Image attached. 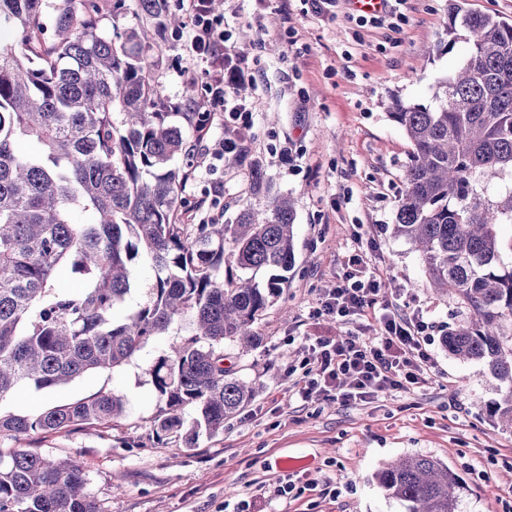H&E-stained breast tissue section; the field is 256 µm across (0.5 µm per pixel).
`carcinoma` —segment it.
Listing matches in <instances>:
<instances>
[{
	"label": "carcinoma",
	"instance_id": "cac0c4a2",
	"mask_svg": "<svg viewBox=\"0 0 512 512\" xmlns=\"http://www.w3.org/2000/svg\"><path fill=\"white\" fill-rule=\"evenodd\" d=\"M124 2L112 0L106 37L88 0H0V400L114 370L189 316L151 377L165 401L156 436L193 448L255 395L224 366V342L262 343L255 324L295 266V212L276 196L230 224L185 222L193 171L174 162L188 153L185 129L203 142L212 114L171 121L154 79L167 0H138L141 22L121 28ZM48 19L57 37L46 44ZM460 30L467 52L431 100L391 99L388 117L412 145L392 231L419 252L433 291L463 309L443 344L501 382L496 414L512 426V258L500 238L512 227V22L448 0L438 50ZM21 140L39 149L22 153ZM78 211L90 220L74 222ZM141 258L152 291L117 320ZM66 267L82 287L60 285ZM124 410L122 396L99 391L32 417L0 414V440L109 428ZM375 480L406 512H458L460 480L432 457L403 456ZM86 485L74 460L0 443V512H103Z\"/></svg>",
	"mask_w": 512,
	"mask_h": 512
}]
</instances>
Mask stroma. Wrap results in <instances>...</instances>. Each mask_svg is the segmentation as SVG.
Here are the masks:
<instances>
[{"instance_id":"35a3bbf8","label":"stroma","mask_w":512,"mask_h":512,"mask_svg":"<svg viewBox=\"0 0 512 512\" xmlns=\"http://www.w3.org/2000/svg\"><path fill=\"white\" fill-rule=\"evenodd\" d=\"M401 10L406 18L393 30L360 26L346 0L323 14L304 12L300 0H224V28L254 75L244 93L250 110L230 121L214 115L203 143L187 136L190 154L177 163L191 165L194 178L183 209L230 222L244 207L265 208L267 197L248 193L243 167L219 151L225 127L235 128L271 193L293 201L296 262L256 325L262 345L224 344L226 364L253 384L255 396L223 433L200 435L196 447L153 436L165 402L150 369L187 334L184 322L113 371L49 389L24 385L0 400V412L35 415L101 390L123 396L125 414L112 427L38 431L20 440L42 455L76 460L104 512H238L244 500L257 512H405L374 475L413 454L460 478L459 512H512V428L492 411L500 383L483 364L459 360L443 346L457 305L434 294L419 254L392 234L411 144L389 119V100L429 101L436 78L467 49L460 41L450 52L434 51L448 40V0H406ZM187 32V25L172 24L159 41L155 80L176 112L191 111L207 90L204 65L188 55ZM355 255L380 279L379 302L419 310L434 322L430 380L370 402L289 398L304 371L308 338L351 332L366 340L379 332L369 315L347 325L317 315ZM289 457L303 459L317 486L267 502L259 488L276 481L279 461Z\"/></svg>"}]
</instances>
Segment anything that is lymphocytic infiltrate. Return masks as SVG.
<instances>
[{"mask_svg":"<svg viewBox=\"0 0 512 512\" xmlns=\"http://www.w3.org/2000/svg\"><path fill=\"white\" fill-rule=\"evenodd\" d=\"M189 19L188 48L195 62L205 64L210 82L206 107L211 112L237 115L245 103H230L229 90L251 80L247 59L232 50L223 16L210 0H181ZM380 282L364 267L347 272L344 284L321 306L322 315L344 322L378 308V337L331 336L316 340L310 366L294 381L291 393L306 401L315 394L336 395L341 401H364L388 391L405 392L426 383L432 325L419 312L378 305Z\"/></svg>","mask_w":512,"mask_h":512,"instance_id":"1","label":"lymphocytic infiltrate"}]
</instances>
